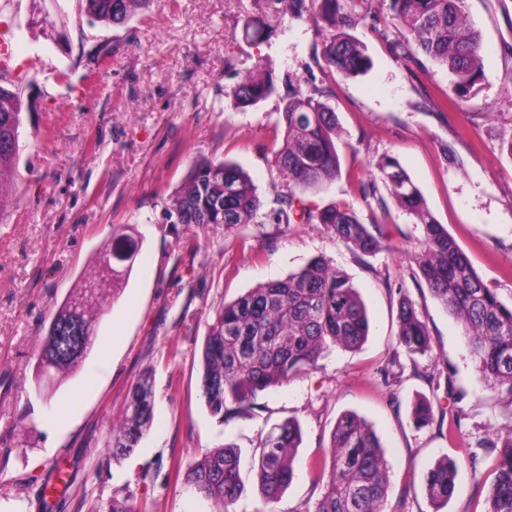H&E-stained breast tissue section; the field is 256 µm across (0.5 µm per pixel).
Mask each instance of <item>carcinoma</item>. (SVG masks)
Listing matches in <instances>:
<instances>
[{
	"label": "carcinoma",
	"mask_w": 512,
	"mask_h": 512,
	"mask_svg": "<svg viewBox=\"0 0 512 512\" xmlns=\"http://www.w3.org/2000/svg\"><path fill=\"white\" fill-rule=\"evenodd\" d=\"M90 20L124 25L145 13L151 0H80ZM275 14L300 20L306 0H261ZM467 0H390L391 20L398 30L394 48L403 64L421 54L447 70L449 100L467 98L483 74L480 34L468 22ZM371 0H311L315 21L332 31L322 44L313 45L321 69L345 78L359 76L371 67L365 46L355 35L358 27L375 21ZM242 40L260 44L277 35V27L260 20H245ZM228 78L234 80L227 96L232 106H255L278 93L272 68L256 65L247 72L225 60ZM281 97L277 126L280 144L271 150L270 166L281 176L282 189L263 201L251 176L238 164L203 159L188 171L184 181L166 201V213L177 224H222L232 228L253 224L262 217L271 224H323L346 247L369 256L385 248L382 238L363 223L353 206L339 201L311 207L305 195L317 192L339 177L338 143L341 130L336 112L328 105L327 91L306 79L293 83ZM24 109L20 93L0 84V223L4 203L16 190L20 128ZM389 198L422 225L423 237L411 253L416 274L434 297L460 323L483 379L504 393L512 404V303L490 287L467 254L438 223L412 179L399 161L385 155L374 163ZM363 198L387 203L371 180L358 183ZM140 239L127 227L112 229L104 245L98 275L83 281L52 314L37 358L38 382L53 374L73 371L94 344L96 324L105 310V297L116 293L140 253ZM112 272H107V259ZM369 331L365 304L350 278L323 256L282 280L268 281L213 312L201 346V391L209 413L221 421L255 408L257 397L288 384L316 368L335 348L355 350ZM429 333L413 302L402 297L394 356L423 355ZM154 416L151 378L144 375L130 389L121 428L112 432V458L133 454ZM418 428L433 423V403L421 397L411 409ZM302 439L295 421L275 424L255 448L258 489L265 503L276 502L294 478V460ZM495 477L486 497V512H512V430L500 437ZM322 495L306 512H383L389 479L381 441L362 416H340L330 444L311 464ZM457 464L442 457L428 469L425 489L431 503L448 502L455 491ZM184 479L216 506L215 512H236L234 505L248 488L240 474V454L226 444L189 465ZM108 512H140L132 495L112 496Z\"/></svg>",
	"instance_id": "obj_1"
}]
</instances>
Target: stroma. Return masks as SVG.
I'll use <instances>...</instances> for the list:
<instances>
[{
  "instance_id": "35a3bbf8",
  "label": "stroma",
  "mask_w": 512,
  "mask_h": 512,
  "mask_svg": "<svg viewBox=\"0 0 512 512\" xmlns=\"http://www.w3.org/2000/svg\"><path fill=\"white\" fill-rule=\"evenodd\" d=\"M254 10L255 0H153L131 22L107 26L90 22L78 0H0V42L12 65L26 68L17 196L0 224V512H89L127 492L141 512H212L176 471L226 444L240 450L249 486L237 512H263L251 452L289 419L303 431L295 477L268 507L309 512L321 495L309 463L348 411L369 421L384 447V512H435L424 474L444 456L458 471L442 512H485L492 444L512 426V408L480 378L460 325L415 276L421 225L396 205L383 211L363 199L356 179L367 161L395 156L485 281L512 299V157L501 149L512 139V0H467L484 76L469 98L444 109L437 103L447 71L424 58L397 61L395 33L358 29L372 66L346 78L319 69L311 48L329 32L308 20L283 24L267 44L234 39ZM230 56L244 71L263 60L278 77L312 74L332 87L341 175L309 201L350 203L363 223L377 225L386 250L356 254L321 224L172 223L164 199L203 158L241 165L262 199L280 188L267 161L279 99L231 107ZM117 225L133 226L142 241L128 282L100 319L85 361L38 388L36 356L49 318L78 278L96 274ZM315 256L358 289L366 341L260 394L254 415L218 422L200 392L214 309ZM404 294L430 335L429 351L412 358L393 354ZM146 372L152 427L130 458L113 459L112 431ZM445 376L452 390L439 387ZM420 396L433 401L437 417L419 430L410 412Z\"/></svg>"
}]
</instances>
